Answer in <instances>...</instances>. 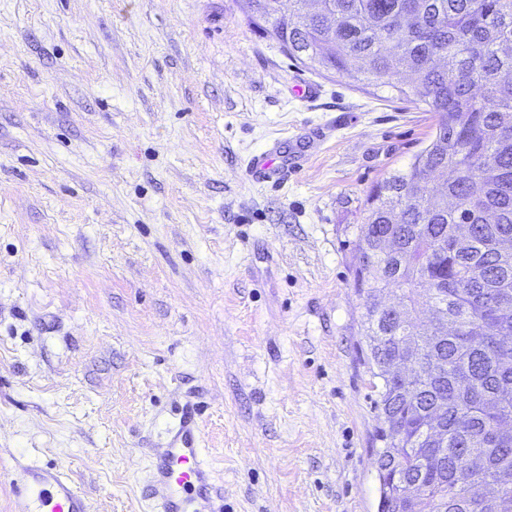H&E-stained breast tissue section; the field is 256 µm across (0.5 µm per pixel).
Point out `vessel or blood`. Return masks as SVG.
<instances>
[{
	"label": "vessel or blood",
	"instance_id": "1",
	"mask_svg": "<svg viewBox=\"0 0 512 512\" xmlns=\"http://www.w3.org/2000/svg\"><path fill=\"white\" fill-rule=\"evenodd\" d=\"M301 162L274 147L252 156L246 168L256 179L276 182ZM199 416L197 406L185 405L166 446L149 457L147 497L155 512H224V482L201 446ZM0 479L10 488L15 512H93L86 493L59 465L18 458L0 469Z\"/></svg>",
	"mask_w": 512,
	"mask_h": 512
}]
</instances>
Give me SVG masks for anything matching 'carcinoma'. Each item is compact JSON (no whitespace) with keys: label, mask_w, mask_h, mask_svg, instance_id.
<instances>
[{"label":"carcinoma","mask_w":512,"mask_h":512,"mask_svg":"<svg viewBox=\"0 0 512 512\" xmlns=\"http://www.w3.org/2000/svg\"><path fill=\"white\" fill-rule=\"evenodd\" d=\"M288 58L384 85L404 68L431 142L369 192L354 286L381 380L380 512H512V0H244ZM444 176L439 196L427 183ZM399 292V307L381 294ZM429 326L416 322L420 296ZM409 364L405 379L388 365ZM443 430L435 441L430 425ZM489 487L470 496L465 464Z\"/></svg>","instance_id":"cac0c4a2"}]
</instances>
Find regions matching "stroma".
<instances>
[{
	"label": "stroma",
	"instance_id": "35a3bbf8",
	"mask_svg": "<svg viewBox=\"0 0 512 512\" xmlns=\"http://www.w3.org/2000/svg\"><path fill=\"white\" fill-rule=\"evenodd\" d=\"M413 82L294 63L244 0H0V456L151 512L195 401L224 512H378L353 262L435 123ZM276 144L271 149L261 154L252 156L246 165V169L258 180L279 181L291 168L301 165L302 156L294 155L286 159Z\"/></svg>",
	"mask_w": 512,
	"mask_h": 512
}]
</instances>
